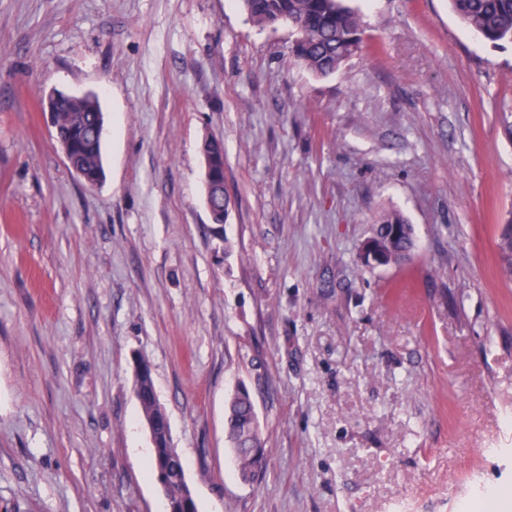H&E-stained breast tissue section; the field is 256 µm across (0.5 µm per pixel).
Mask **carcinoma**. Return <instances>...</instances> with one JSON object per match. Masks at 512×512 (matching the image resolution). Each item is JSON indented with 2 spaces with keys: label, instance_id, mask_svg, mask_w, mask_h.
<instances>
[{
  "label": "carcinoma",
  "instance_id": "obj_1",
  "mask_svg": "<svg viewBox=\"0 0 512 512\" xmlns=\"http://www.w3.org/2000/svg\"><path fill=\"white\" fill-rule=\"evenodd\" d=\"M249 18L256 24L273 25L287 22L296 32L292 48L295 61L317 76H328L362 48V24L357 11L345 0H240ZM462 22L484 40L512 43V0H450ZM56 113L57 136L70 148L71 160L89 185L99 183L104 175L102 138L96 124L102 116L94 95L75 97L60 93L52 102ZM212 221L224 224V180L209 183ZM395 224L407 231L392 241L397 263L411 258L417 244L413 225L396 210H385L376 218L372 232L381 236ZM499 269L512 281V237L496 238ZM135 390L141 417L159 421L151 468L165 462L169 495L172 501L184 504L186 512H197L195 499L186 490L184 464L172 444L168 418L156 398L152 372L140 364ZM224 432L233 448L241 478L255 482L263 476L268 449L262 438L261 425L255 409L254 395L244 384L238 385L225 404Z\"/></svg>",
  "mask_w": 512,
  "mask_h": 512
}]
</instances>
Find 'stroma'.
I'll use <instances>...</instances> for the list:
<instances>
[{"label":"stroma","mask_w":512,"mask_h":512,"mask_svg":"<svg viewBox=\"0 0 512 512\" xmlns=\"http://www.w3.org/2000/svg\"><path fill=\"white\" fill-rule=\"evenodd\" d=\"M349 5L362 49L318 77L239 0H0V512H164L139 357L198 512H512V44L448 0ZM53 88L99 97L95 186ZM387 208L417 249L369 272ZM239 381L254 485L225 443ZM495 244L500 272L506 280L512 281V237L498 232ZM224 432L234 450L241 478L245 482L258 481L265 472L268 449L262 438L254 395L244 384L238 385L226 401Z\"/></svg>","instance_id":"obj_1"}]
</instances>
